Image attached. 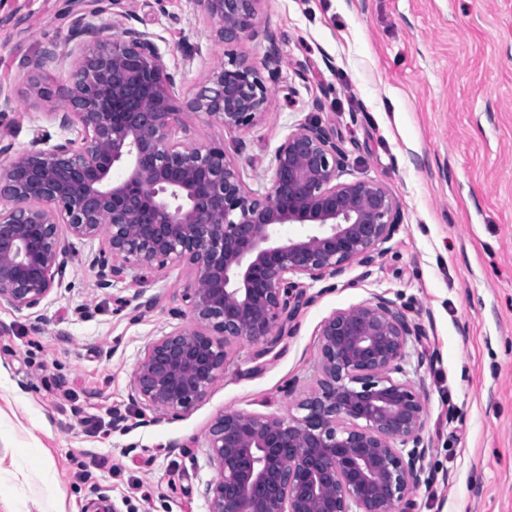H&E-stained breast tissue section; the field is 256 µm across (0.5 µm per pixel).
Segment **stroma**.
<instances>
[{
    "instance_id": "1",
    "label": "stroma",
    "mask_w": 512,
    "mask_h": 512,
    "mask_svg": "<svg viewBox=\"0 0 512 512\" xmlns=\"http://www.w3.org/2000/svg\"><path fill=\"white\" fill-rule=\"evenodd\" d=\"M119 8L180 70V96L224 62L198 0ZM78 15L95 28L112 18L85 0L0 6V87L12 100L0 129L15 149L41 130L61 136L21 63ZM259 24L263 37L232 50L257 64L273 45L283 58L261 119L236 138L192 116L179 139L241 140L235 160L262 191L285 137L321 121L347 152L345 180L396 196L391 240L372 267L304 279L310 302L288 336L261 358L234 345L223 377L175 420L134 405L132 377L145 345L176 322L187 266L103 289L87 261L98 242L74 243L62 286L36 312L0 308V512H207L211 421L228 409L292 413L321 377V322L376 294L423 330L406 366L425 391L432 472L415 512H512V0H262ZM116 297L130 300L119 312ZM116 410L127 429L113 428ZM84 469L91 479H79Z\"/></svg>"
}]
</instances>
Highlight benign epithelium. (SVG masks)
Listing matches in <instances>:
<instances>
[{
    "mask_svg": "<svg viewBox=\"0 0 512 512\" xmlns=\"http://www.w3.org/2000/svg\"><path fill=\"white\" fill-rule=\"evenodd\" d=\"M228 46L262 34V0H199ZM93 29L77 19L69 38L37 48L28 83L51 103V121L82 139L44 131L13 150L0 132V305L38 308L65 279L71 240L103 239L90 266L108 288L184 263L189 323L144 349L131 400L177 419L224 376L231 346L272 351L306 303L298 275H343L373 265L399 223V203L371 181L341 182L346 151L317 121L288 134L271 160L269 187L246 183L224 141L191 147L176 137L195 114L228 133L253 127L269 88L259 69L228 54L191 95L153 34L125 23ZM82 36L88 43H73ZM72 59L55 89L48 64ZM296 224L284 237L280 228ZM419 328L381 294L321 325L322 377L297 413L225 411L205 436L216 472L202 492L208 512H413L429 446L422 390L405 379Z\"/></svg>",
    "mask_w": 512,
    "mask_h": 512,
    "instance_id": "obj_1",
    "label": "benign epithelium"
}]
</instances>
